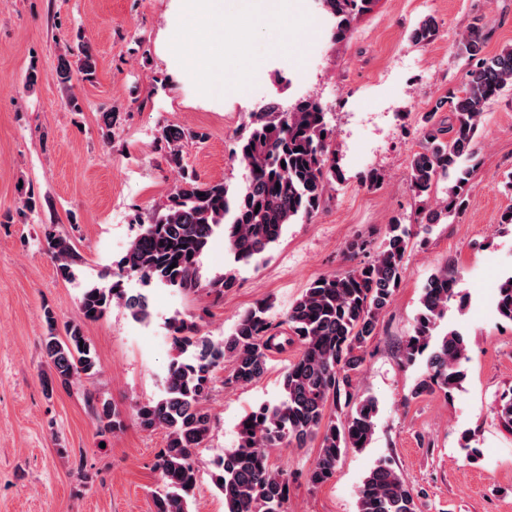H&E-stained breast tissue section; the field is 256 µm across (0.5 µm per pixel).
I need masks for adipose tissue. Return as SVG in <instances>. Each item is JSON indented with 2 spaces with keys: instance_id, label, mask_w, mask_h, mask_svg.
I'll list each match as a JSON object with an SVG mask.
<instances>
[{
  "instance_id": "adipose-tissue-1",
  "label": "adipose tissue",
  "mask_w": 512,
  "mask_h": 512,
  "mask_svg": "<svg viewBox=\"0 0 512 512\" xmlns=\"http://www.w3.org/2000/svg\"><path fill=\"white\" fill-rule=\"evenodd\" d=\"M190 22L203 29L208 40L195 50L177 48V55L184 62L186 75L196 78L208 93L224 90V62L210 51L212 41L223 39L227 18L224 0H183Z\"/></svg>"
}]
</instances>
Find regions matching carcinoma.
<instances>
[{
	"label": "carcinoma",
	"instance_id": "obj_1",
	"mask_svg": "<svg viewBox=\"0 0 512 512\" xmlns=\"http://www.w3.org/2000/svg\"><path fill=\"white\" fill-rule=\"evenodd\" d=\"M323 14L333 22L332 41H341L358 16L371 10L375 0H318ZM438 27L432 17L420 21L411 39L427 43ZM489 32L479 24L468 28L459 40V55L476 61L462 87L440 99L426 118L420 135L423 145L409 166L414 195L428 202L439 183L451 181L438 207L419 210L417 223L427 232L441 215L457 210L463 202L464 182L469 180L466 162L474 157V139L481 116L508 85H512V48L489 56L485 47ZM97 59L86 44L65 48L58 56L53 78L64 88L73 75L94 78ZM447 107L453 123L443 128L432 123L438 110ZM196 132L178 126L165 127L155 149L180 179L163 212L149 217L112 270L108 288L91 287L79 298V316L69 322L65 336L55 333L56 313L43 309L46 336L42 346L50 372L42 378L46 392L68 388L85 375H94L97 357L84 334V324L102 318L117 302L132 318H149V296L122 287L136 278L145 287L154 283L178 290L200 285L199 258L213 236L221 231L237 263L258 261L282 236L284 228L299 219L316 216L328 189L340 178L333 150V128L321 105L307 97L296 99L291 110L270 102L251 113L238 140L234 156L247 171L239 188L223 181L204 182L185 170L183 147ZM417 232L395 219L376 246L356 238L345 251L354 257L374 250L371 259L343 272L312 281L293 302L285 317L289 335L271 332L268 311L262 302L238 319L230 336L214 342L201 335L197 324L174 317L168 322L173 355L163 395L137 404L133 419L144 430L163 429L167 439L155 468L160 488L153 492L155 512H188V497L196 487L199 469L196 453L210 431V415L204 407L224 359L233 362L226 384H249L267 370L268 352L299 342V356L283 377V397L248 412L237 432V446L224 452L215 464L220 471L216 485L224 498V512H286L291 475L273 467L269 448H305L319 440L318 456L306 473L307 483L318 488L334 475L336 465L350 448L362 450L371 443L377 401L356 394V378L364 361V348L377 334L381 313L400 287L407 254ZM45 239L55 261L57 275L75 279L82 259L70 240L54 225L45 227ZM457 277L444 268L423 286L420 309L412 330L401 346L408 364L425 360V371L412 395L453 392L465 378V336L450 329L438 332L449 303L458 296ZM497 314L512 322V275L497 287ZM86 401L100 427L114 432L124 420L111 403L86 391ZM497 414L503 429L512 433V394L500 398ZM358 512H417V506L401 475L385 460L368 471L358 495Z\"/></svg>",
	"mask_w": 512,
	"mask_h": 512
}]
</instances>
